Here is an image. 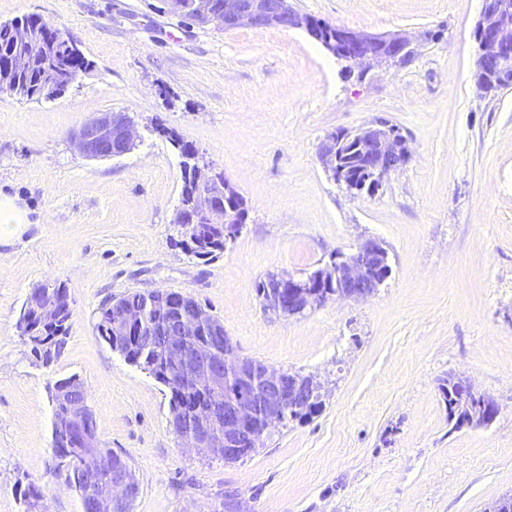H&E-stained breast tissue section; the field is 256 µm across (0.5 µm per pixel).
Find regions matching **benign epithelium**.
Wrapping results in <instances>:
<instances>
[{"label":"benign epithelium","mask_w":512,"mask_h":512,"mask_svg":"<svg viewBox=\"0 0 512 512\" xmlns=\"http://www.w3.org/2000/svg\"><path fill=\"white\" fill-rule=\"evenodd\" d=\"M506 0H483L476 23L478 44L473 81L476 88L488 94L498 85H510L512 74V20ZM196 24L213 25L224 31L242 28L278 27L306 32L316 41L318 29L314 19L295 9L291 0H224L219 10L202 9ZM415 38L407 33L373 35L349 28H336L335 42H322L333 53L339 49L352 67L366 71L373 67L402 62L414 53ZM138 131L124 112H98L84 121L73 135L78 154L86 159L102 160L121 157L136 146ZM356 144L361 167L371 174L368 184L354 185L341 165L346 142ZM405 137L394 125L379 121L356 130L327 133L318 145V157L332 178L352 195L372 194L382 187L388 175L408 158ZM196 183L203 188L195 209L178 212L176 223L210 224L218 216L224 223V242L235 239L243 223H232L224 203L212 191L215 174L211 166L196 160L193 167ZM389 252L384 241L368 238L359 243L351 255L336 253L316 273L305 276L270 274L262 288L269 296L268 310L277 316L292 317L308 308L318 307L335 297L361 301L375 295L391 276ZM151 294L169 297L176 317L167 323L166 340L160 350L166 371L184 377L201 393L204 412L193 419L176 416L170 426L186 448L221 457L228 461L246 452L253 454L259 443L288 421L294 409L307 401L306 391L293 385L287 372L268 365L256 366L238 356L236 346L224 332V326L193 297L180 292L153 290ZM41 311L51 317L59 311L55 292L45 289L40 294ZM142 310L124 304L112 305V333L118 335L140 323ZM236 382V392L224 396V404H213V396L224 390L227 374ZM64 411L54 419L53 433L60 443L71 449L70 455H82L101 447L94 415L87 400L73 396L60 397ZM482 414L459 423V427H475L496 418L499 406L493 397L485 396ZM99 469L109 475L106 488L88 482V512H131L139 494V485L128 469L99 455Z\"/></svg>","instance_id":"benign-epithelium-1"}]
</instances>
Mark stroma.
I'll list each match as a JSON object with an SVG mask.
<instances>
[{"instance_id": "35a3bbf8", "label": "stroma", "mask_w": 512, "mask_h": 512, "mask_svg": "<svg viewBox=\"0 0 512 512\" xmlns=\"http://www.w3.org/2000/svg\"><path fill=\"white\" fill-rule=\"evenodd\" d=\"M301 12L375 35L421 40L404 64L344 78L300 30L200 26L160 0H0L64 30L89 62L64 95L0 94V192L27 223L0 228V512H82L51 470L58 379L78 376L103 446L140 492L133 512H485L512 492V88L480 98L472 72L482 0H292ZM95 112H125L130 153L78 156L71 134ZM396 125L410 157L374 195L323 169L328 132ZM178 134L245 199L242 233L205 263L175 224ZM383 240L392 274L372 297L276 318L255 285L303 276ZM72 307L66 345L35 364L17 327L46 282ZM194 297L240 355L325 383L322 411L276 429L250 458L182 447L170 393L96 330L112 296ZM467 378L499 405L454 429L440 384Z\"/></svg>"}]
</instances>
